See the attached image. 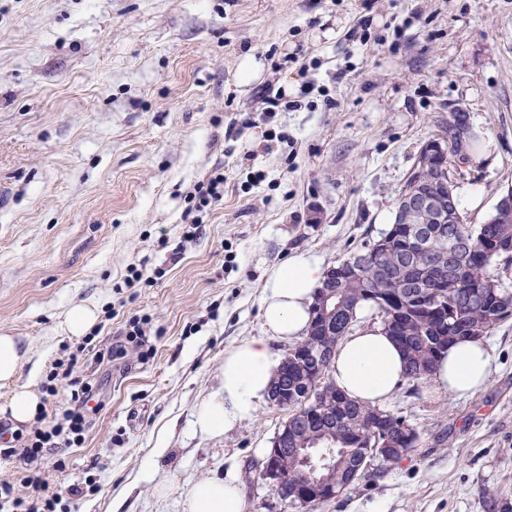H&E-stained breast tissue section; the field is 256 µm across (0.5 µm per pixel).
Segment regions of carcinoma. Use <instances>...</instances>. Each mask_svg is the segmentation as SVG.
I'll return each mask as SVG.
<instances>
[{
	"mask_svg": "<svg viewBox=\"0 0 512 512\" xmlns=\"http://www.w3.org/2000/svg\"><path fill=\"white\" fill-rule=\"evenodd\" d=\"M445 152L426 154L421 146L395 199L393 224L364 244L341 264L349 268L336 277L331 305L320 310L326 285L317 290L307 335L288 353V402L278 406L291 425L288 441L306 448L315 457L325 455L334 466L336 485L355 486L376 448H397L407 454L418 440L406 416L347 397L332 382L311 385V376L329 374L331 355L340 339L354 326L357 312L366 303L376 312L380 327L400 346L406 360V381L430 380L439 356L451 343L483 339L512 316V291L502 285L500 267L508 273L512 262V208L497 206L482 224H469L459 206L448 214V224H435L437 234L426 246L413 243V225L400 220V200L413 183H446L456 190L454 170L466 160L470 142L480 136L461 119L448 123ZM465 241L468 250L448 265V249ZM318 345L323 359L295 363L306 347ZM288 486L302 488L314 477L311 466L288 461Z\"/></svg>",
	"mask_w": 512,
	"mask_h": 512,
	"instance_id": "carcinoma-1",
	"label": "carcinoma"
}]
</instances>
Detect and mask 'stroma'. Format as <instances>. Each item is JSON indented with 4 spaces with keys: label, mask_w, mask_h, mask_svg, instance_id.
<instances>
[{
    "label": "stroma",
    "mask_w": 512,
    "mask_h": 512,
    "mask_svg": "<svg viewBox=\"0 0 512 512\" xmlns=\"http://www.w3.org/2000/svg\"><path fill=\"white\" fill-rule=\"evenodd\" d=\"M266 89L281 112L247 126ZM457 114L488 145L455 174L481 224L512 190V0H0V333L28 350L15 386L42 390L76 352L100 402L81 444L42 458L50 485L93 486L61 512H184L229 472L243 512H284L254 469L284 411L211 434L196 408L225 350L262 336L268 272L296 254L330 268L388 229ZM215 168L224 199L185 237ZM132 264L153 286L127 288ZM91 303L114 313L99 334L63 331ZM132 315L150 358L96 362ZM486 342L484 390L403 382L384 407L415 447L311 512H512V318ZM224 197V171L221 169L211 170L207 175L194 186V191L189 196V205L185 210V221L192 225L199 224L193 212H202L210 208ZM191 217V219H190ZM190 219V221H189Z\"/></svg>",
    "instance_id": "stroma-1"
}]
</instances>
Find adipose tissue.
<instances>
[{
	"mask_svg": "<svg viewBox=\"0 0 512 512\" xmlns=\"http://www.w3.org/2000/svg\"><path fill=\"white\" fill-rule=\"evenodd\" d=\"M324 277L316 260L292 256L267 275L262 318L264 334L244 341L224 353L222 394L206 400L195 424L216 433L249 420L259 404L271 396L281 360L270 339L295 340L305 335L315 293ZM406 361L399 345L381 327L356 330L338 343L330 375L348 397L379 405L403 383ZM492 355L480 340L462 339L450 345L432 377L435 388L472 395L483 390L491 376ZM185 512H243L236 479L207 480L186 494Z\"/></svg>",
	"mask_w": 512,
	"mask_h": 512,
	"instance_id": "adipose-tissue-1",
	"label": "adipose tissue"
}]
</instances>
